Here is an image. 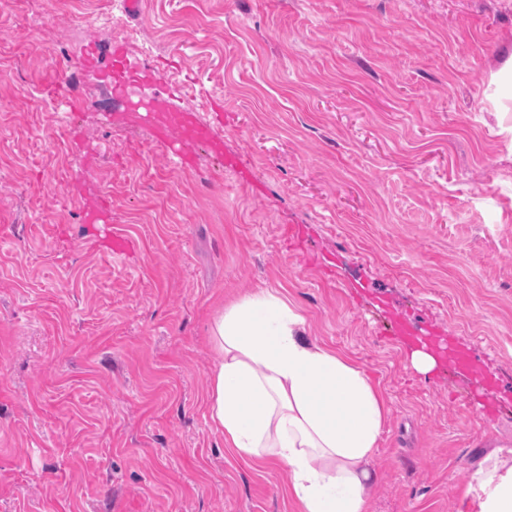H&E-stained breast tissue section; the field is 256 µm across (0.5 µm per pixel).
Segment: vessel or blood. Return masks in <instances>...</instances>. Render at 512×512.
<instances>
[{"label": "vessel or blood", "instance_id": "b4317fda", "mask_svg": "<svg viewBox=\"0 0 512 512\" xmlns=\"http://www.w3.org/2000/svg\"><path fill=\"white\" fill-rule=\"evenodd\" d=\"M110 58L107 80L113 96L124 99L126 115L131 121L148 122L155 141L164 147L167 155L182 169L192 166V150L196 145L204 143L214 152H223L222 138L215 134L210 125L198 118L192 107L173 106L169 91L154 86L150 68L131 67L123 52L111 53ZM397 328L405 343L434 352L440 360L470 375L485 390L494 389L492 374L474 365L464 349L421 333L403 320L398 321Z\"/></svg>", "mask_w": 512, "mask_h": 512}]
</instances>
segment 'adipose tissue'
I'll return each instance as SVG.
<instances>
[{"instance_id":"1","label":"adipose tissue","mask_w":512,"mask_h":512,"mask_svg":"<svg viewBox=\"0 0 512 512\" xmlns=\"http://www.w3.org/2000/svg\"><path fill=\"white\" fill-rule=\"evenodd\" d=\"M304 328L278 292L225 301L210 327V419L243 459L287 469L296 512H369L385 401L360 365ZM466 494L471 512H512V449L486 455Z\"/></svg>"}]
</instances>
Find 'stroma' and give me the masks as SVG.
<instances>
[{
	"mask_svg": "<svg viewBox=\"0 0 512 512\" xmlns=\"http://www.w3.org/2000/svg\"><path fill=\"white\" fill-rule=\"evenodd\" d=\"M125 46L223 155L183 170L69 61ZM512 0H0V512H294L206 406L221 302L279 291L388 408L370 512H469L512 448ZM237 157L232 170L225 160ZM112 214V255L83 204ZM300 237L284 244V230ZM498 384L427 373L395 318Z\"/></svg>",
	"mask_w": 512,
	"mask_h": 512,
	"instance_id": "1",
	"label": "stroma"
}]
</instances>
